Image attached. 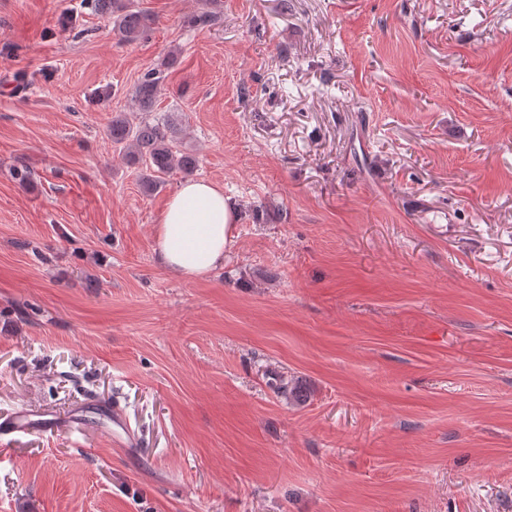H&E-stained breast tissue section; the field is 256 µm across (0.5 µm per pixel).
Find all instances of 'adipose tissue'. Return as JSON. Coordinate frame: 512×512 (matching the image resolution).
<instances>
[{"instance_id":"obj_1","label":"adipose tissue","mask_w":512,"mask_h":512,"mask_svg":"<svg viewBox=\"0 0 512 512\" xmlns=\"http://www.w3.org/2000/svg\"><path fill=\"white\" fill-rule=\"evenodd\" d=\"M237 220L222 187L184 180L159 215L155 251L172 274L193 281L206 278L223 265Z\"/></svg>"}]
</instances>
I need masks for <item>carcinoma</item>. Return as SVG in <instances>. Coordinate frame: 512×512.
<instances>
[{
    "label": "carcinoma",
    "mask_w": 512,
    "mask_h": 512,
    "mask_svg": "<svg viewBox=\"0 0 512 512\" xmlns=\"http://www.w3.org/2000/svg\"><path fill=\"white\" fill-rule=\"evenodd\" d=\"M90 9L102 13H120L118 30L125 41H134L147 32L148 16L129 8L121 0H87ZM165 76L151 69L137 84L132 101L137 112H117L112 116L109 135L124 158L142 168L141 188L146 194L157 189L159 178L173 172L190 174L196 159L177 149L176 125L150 117Z\"/></svg>",
    "instance_id": "cac0c4a2"
}]
</instances>
